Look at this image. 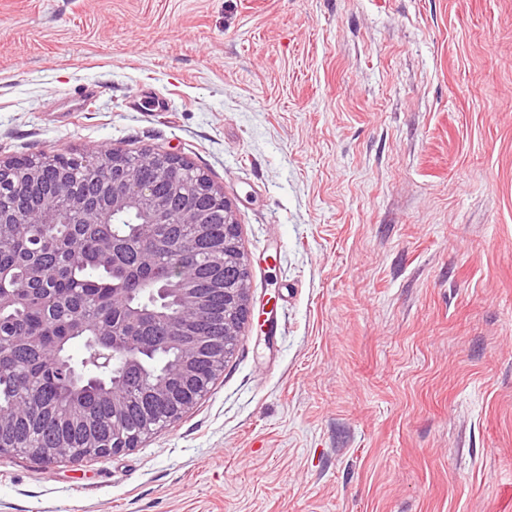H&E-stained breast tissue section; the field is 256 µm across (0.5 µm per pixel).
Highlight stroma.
<instances>
[{"instance_id":"1","label":"stroma","mask_w":512,"mask_h":512,"mask_svg":"<svg viewBox=\"0 0 512 512\" xmlns=\"http://www.w3.org/2000/svg\"><path fill=\"white\" fill-rule=\"evenodd\" d=\"M105 150L224 192L254 319L0 512H512V0H0V160ZM139 159L142 160L145 165L154 167L159 178H166L172 168L182 166L183 162L180 157L171 153L158 154L146 152L143 153Z\"/></svg>"}]
</instances>
